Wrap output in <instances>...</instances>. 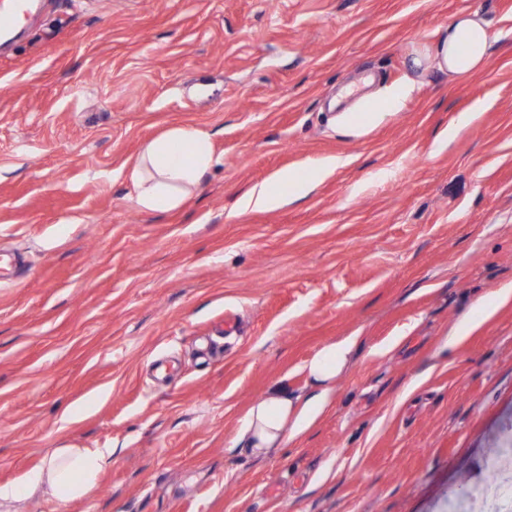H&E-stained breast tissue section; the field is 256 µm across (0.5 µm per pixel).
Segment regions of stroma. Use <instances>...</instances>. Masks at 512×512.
<instances>
[{
    "label": "stroma",
    "instance_id": "1",
    "mask_svg": "<svg viewBox=\"0 0 512 512\" xmlns=\"http://www.w3.org/2000/svg\"><path fill=\"white\" fill-rule=\"evenodd\" d=\"M37 4L0 46V485L58 448L113 455L84 501L17 512H445L512 415V0ZM462 10L486 67H411ZM175 125L218 162L141 210L129 165ZM346 336L331 408L253 457L247 407L304 392ZM345 163L346 160L340 156L314 161L303 178L288 170L281 172L274 178L253 184L238 201V207L241 211L274 209L309 191Z\"/></svg>",
    "mask_w": 512,
    "mask_h": 512
}]
</instances>
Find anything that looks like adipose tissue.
Segmentation results:
<instances>
[{
  "label": "adipose tissue",
  "instance_id": "adipose-tissue-1",
  "mask_svg": "<svg viewBox=\"0 0 512 512\" xmlns=\"http://www.w3.org/2000/svg\"><path fill=\"white\" fill-rule=\"evenodd\" d=\"M494 36L477 13L464 11L428 48L425 58L435 60L439 71L466 75L485 67ZM216 163L210 136L193 126L171 127L146 143L136 156L130 178L135 203L145 211L167 212L179 207L201 184ZM334 156L310 163L305 177L284 171L253 184L240 198V210L273 209L343 166ZM358 347L347 336L319 350L305 365L311 391L304 396L289 393L286 385L272 388L252 403L245 414L241 440L252 455L267 456L286 439L306 431L330 403L332 385L343 373ZM112 463L108 448H59L30 470L21 482L0 485V503L23 496L47 494L63 501L87 498L99 485Z\"/></svg>",
  "mask_w": 512,
  "mask_h": 512
}]
</instances>
